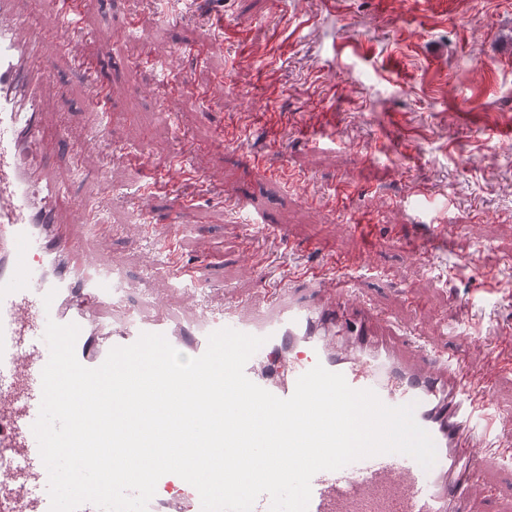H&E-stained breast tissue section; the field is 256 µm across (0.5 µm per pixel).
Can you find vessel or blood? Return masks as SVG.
<instances>
[{
    "label": "vessel or blood",
    "instance_id": "b4317fda",
    "mask_svg": "<svg viewBox=\"0 0 512 512\" xmlns=\"http://www.w3.org/2000/svg\"><path fill=\"white\" fill-rule=\"evenodd\" d=\"M99 0H0V512H50L48 473L32 426L42 398V370L49 359L43 339L48 321L77 324L78 361L95 368L111 348L135 343L142 333L164 335L179 352L202 355L208 336L231 328L262 337L263 345L244 372L280 398L315 364L342 374L356 390H374L389 406L414 404V416L434 440L435 464L423 469L413 458L381 454L311 481L308 512H472L475 495L491 498L484 477L489 460H512L503 443L493 401L495 377L465 369L444 351L402 337L375 310L358 301L351 257L331 253L327 266L304 264L268 291L263 311L213 313L201 306L190 315L160 304L151 315L126 309L112 317V285L91 270V257L78 226L100 220L95 208L82 211L81 225L67 222L71 186L85 177L83 146L71 144L58 127L43 148L47 89L46 44L67 49L69 33ZM55 18L50 28L35 24L36 11ZM89 90L87 109L105 114L110 88L97 56L77 59ZM68 158L60 176L55 159ZM178 226L169 236L177 238ZM169 244L160 248L175 279L191 272ZM52 304H44L47 293ZM147 512H202L197 490L167 474L156 486Z\"/></svg>",
    "mask_w": 512,
    "mask_h": 512
}]
</instances>
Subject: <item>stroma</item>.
I'll use <instances>...</instances> for the list:
<instances>
[{
  "label": "stroma",
  "instance_id": "35a3bbf8",
  "mask_svg": "<svg viewBox=\"0 0 512 512\" xmlns=\"http://www.w3.org/2000/svg\"><path fill=\"white\" fill-rule=\"evenodd\" d=\"M82 28L72 54L97 51L86 32L115 35L103 75L116 149L86 151L112 189L77 186L68 219L91 204L111 224L87 230L88 251L119 273L126 301L182 313L200 302L149 264L176 196L186 201L176 247L216 309L262 308L266 289L305 261L282 243L320 242L355 258L360 297L397 327L453 348L474 371L499 356L494 400L512 439V346L501 341L512 330V144L496 141L512 132V0H100ZM47 54V124L82 143L97 121L87 89L69 56L52 45ZM154 58L169 59L183 85L161 83ZM260 147L277 148L286 177L304 183L254 172ZM183 154L187 170L169 168L164 191L138 194ZM339 187L351 198L345 217L332 203ZM414 200L444 208L442 223H418ZM250 211L273 233L250 232ZM362 217L373 225L360 236L352 222ZM484 473L500 492L476 497L474 512H512V462H485Z\"/></svg>",
  "mask_w": 512,
  "mask_h": 512
}]
</instances>
